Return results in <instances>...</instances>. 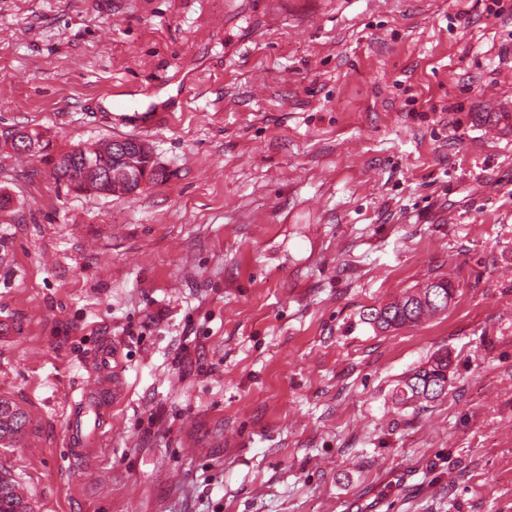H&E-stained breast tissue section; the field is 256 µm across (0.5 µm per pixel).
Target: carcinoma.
Returning <instances> with one entry per match:
<instances>
[{
  "label": "carcinoma",
  "instance_id": "cac0c4a2",
  "mask_svg": "<svg viewBox=\"0 0 512 512\" xmlns=\"http://www.w3.org/2000/svg\"><path fill=\"white\" fill-rule=\"evenodd\" d=\"M116 151L117 141L111 140L99 148H85L77 154L64 156L59 164L55 165L56 174L67 187L81 190L84 160L110 168ZM454 291V286L445 279L433 281L417 291L404 293L394 302L381 307L367 308L362 312L361 319L381 332L411 326L447 309ZM449 360L448 353H438L423 366L411 370L400 381L396 390L398 403L416 404L435 400L445 394ZM24 425V414L14 409L8 402L0 401V440L13 438ZM0 512H27L23 499L15 493L14 484L6 478L0 479Z\"/></svg>",
  "mask_w": 512,
  "mask_h": 512
}]
</instances>
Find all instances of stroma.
Segmentation results:
<instances>
[{"label": "stroma", "instance_id": "35a3bbf8", "mask_svg": "<svg viewBox=\"0 0 512 512\" xmlns=\"http://www.w3.org/2000/svg\"><path fill=\"white\" fill-rule=\"evenodd\" d=\"M501 4L0 0V401L26 417L0 469L32 512H512ZM181 92L156 129L112 124ZM113 138L165 179L57 180ZM441 278L442 313L361 321ZM443 351L447 393L396 404ZM103 374L74 455L71 399ZM105 391L95 384L84 389L80 401L75 403L70 414V447L75 453L96 446L99 432L104 423L102 404Z\"/></svg>", "mask_w": 512, "mask_h": 512}]
</instances>
